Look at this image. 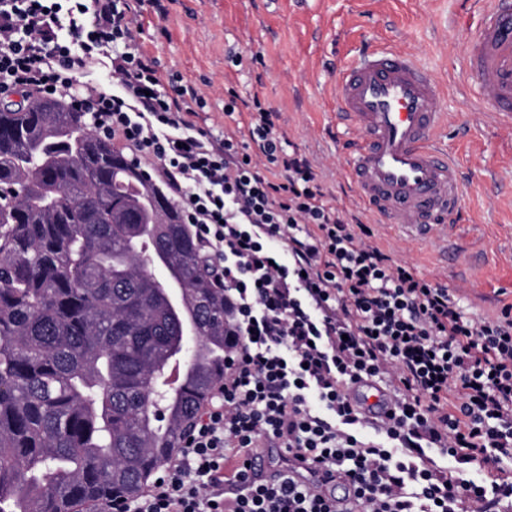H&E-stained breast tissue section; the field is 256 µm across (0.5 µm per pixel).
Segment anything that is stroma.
<instances>
[{"instance_id":"stroma-1","label":"stroma","mask_w":512,"mask_h":512,"mask_svg":"<svg viewBox=\"0 0 512 512\" xmlns=\"http://www.w3.org/2000/svg\"><path fill=\"white\" fill-rule=\"evenodd\" d=\"M476 19L471 0H160L143 8L140 41L163 73L202 94L196 123L207 131L224 128L226 89L246 101L259 97L343 214L370 225L381 249L446 284L470 316L483 318L512 303V131L496 127L466 67ZM370 38L414 54L447 84L442 109L463 188L459 220L486 238L467 284L455 280L457 255L384 230L345 176L336 78L355 45Z\"/></svg>"}]
</instances>
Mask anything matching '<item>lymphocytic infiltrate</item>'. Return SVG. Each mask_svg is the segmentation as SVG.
<instances>
[{
    "label": "lymphocytic infiltrate",
    "mask_w": 512,
    "mask_h": 512,
    "mask_svg": "<svg viewBox=\"0 0 512 512\" xmlns=\"http://www.w3.org/2000/svg\"><path fill=\"white\" fill-rule=\"evenodd\" d=\"M132 0H0V97L65 98L149 164L224 289V378L158 482L112 512H512V304L468 315L330 204L253 100L247 139L193 121L203 99L163 80ZM108 63L106 83L81 81ZM279 164L266 174L263 163ZM396 401L373 418L350 398ZM264 448L321 483L272 479Z\"/></svg>",
    "instance_id": "f902f5d3"
}]
</instances>
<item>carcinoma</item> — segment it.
I'll return each instance as SVG.
<instances>
[{"label": "carcinoma", "mask_w": 512, "mask_h": 512, "mask_svg": "<svg viewBox=\"0 0 512 512\" xmlns=\"http://www.w3.org/2000/svg\"><path fill=\"white\" fill-rule=\"evenodd\" d=\"M1 192L0 512H102L173 461L223 378L224 292L69 103L0 108Z\"/></svg>", "instance_id": "cac0c4a2"}]
</instances>
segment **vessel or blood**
I'll list each match as a JSON object with an SVG mask.
<instances>
[{
	"label": "vessel or blood",
	"mask_w": 512,
	"mask_h": 512,
	"mask_svg": "<svg viewBox=\"0 0 512 512\" xmlns=\"http://www.w3.org/2000/svg\"><path fill=\"white\" fill-rule=\"evenodd\" d=\"M466 41L479 101L512 129V0H472ZM442 81L408 52L374 41L336 80L341 115L357 138L345 171L359 202L410 237L447 234L461 210L457 166L441 135Z\"/></svg>",
	"instance_id": "1"
}]
</instances>
